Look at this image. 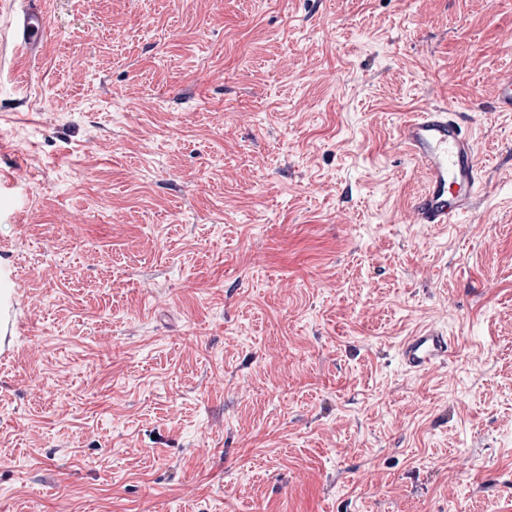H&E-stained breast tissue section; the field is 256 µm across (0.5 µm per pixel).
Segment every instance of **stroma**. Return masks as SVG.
Instances as JSON below:
<instances>
[{
  "label": "stroma",
  "mask_w": 512,
  "mask_h": 512,
  "mask_svg": "<svg viewBox=\"0 0 512 512\" xmlns=\"http://www.w3.org/2000/svg\"><path fill=\"white\" fill-rule=\"evenodd\" d=\"M42 9L30 60L0 0V512H512V0ZM428 104L458 224L413 208ZM397 134L425 176L414 201L419 224H458L481 204L485 184L459 112L425 105L400 123ZM17 328V320L12 302H1L0 299V358L3 360L11 355L13 339ZM451 354V343L442 331L424 328L407 336L399 348L403 366L411 372H420L434 364L447 363Z\"/></svg>",
  "instance_id": "1"
}]
</instances>
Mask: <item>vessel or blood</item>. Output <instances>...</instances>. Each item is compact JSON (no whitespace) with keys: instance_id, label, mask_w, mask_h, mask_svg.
I'll list each match as a JSON object with an SVG mask.
<instances>
[{"instance_id":"vessel-or-blood-1","label":"vessel or blood","mask_w":512,"mask_h":512,"mask_svg":"<svg viewBox=\"0 0 512 512\" xmlns=\"http://www.w3.org/2000/svg\"><path fill=\"white\" fill-rule=\"evenodd\" d=\"M46 19L38 0H27L17 12L14 41L27 55H38ZM398 140L421 166L425 183L414 201L421 224H456L477 208L485 195L473 139L460 114L450 106L426 105L397 129ZM17 320L12 302H0V358L10 356ZM451 343L442 331L425 328L406 337L399 348L403 366L420 372L448 361Z\"/></svg>"}]
</instances>
